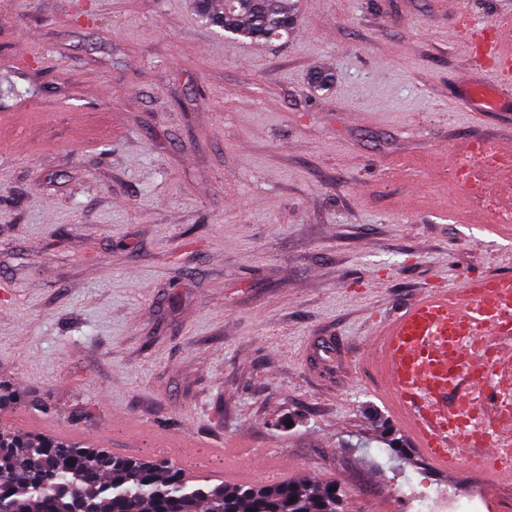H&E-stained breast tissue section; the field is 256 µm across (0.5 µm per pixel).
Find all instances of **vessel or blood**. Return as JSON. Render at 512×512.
Instances as JSON below:
<instances>
[{"instance_id": "b4317fda", "label": "vessel or blood", "mask_w": 512, "mask_h": 512, "mask_svg": "<svg viewBox=\"0 0 512 512\" xmlns=\"http://www.w3.org/2000/svg\"><path fill=\"white\" fill-rule=\"evenodd\" d=\"M494 27L497 55L512 58V14L499 16ZM490 149L503 169L477 174L459 166L455 184L465 192L480 184L511 211L512 144L463 138L451 159L459 164ZM483 335L512 336V271L413 298L382 323L372 343L370 375L413 446L442 470L495 458L500 443L512 442V414L503 412L497 396L512 376V353L498 350L495 365H487L472 344Z\"/></svg>"}]
</instances>
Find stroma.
Instances as JSON below:
<instances>
[{
  "instance_id": "35a3bbf8",
  "label": "stroma",
  "mask_w": 512,
  "mask_h": 512,
  "mask_svg": "<svg viewBox=\"0 0 512 512\" xmlns=\"http://www.w3.org/2000/svg\"><path fill=\"white\" fill-rule=\"evenodd\" d=\"M504 10L300 0L257 45L191 0H0V380L24 396L0 426L188 458L196 485L244 462L254 485L311 476L345 512H407L408 483L502 501L428 464L364 360L422 291L512 270V232L446 155L512 140ZM464 79L496 108L464 103ZM494 27L497 33L495 52L501 59L508 61L512 56V14L499 16Z\"/></svg>"
}]
</instances>
